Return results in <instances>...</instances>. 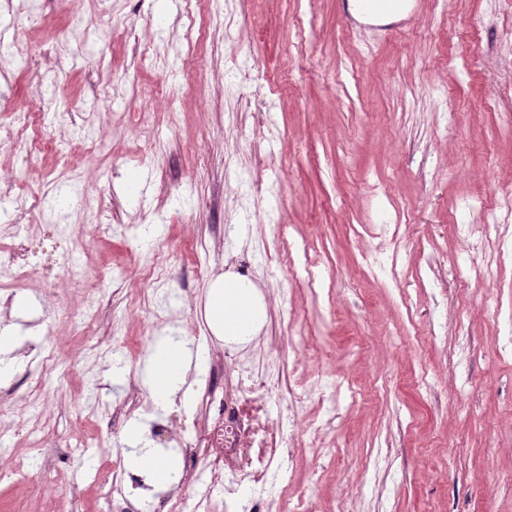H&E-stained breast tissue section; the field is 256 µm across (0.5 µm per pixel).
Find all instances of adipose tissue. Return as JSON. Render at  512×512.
I'll list each match as a JSON object with an SVG mask.
<instances>
[{
	"label": "adipose tissue",
	"mask_w": 512,
	"mask_h": 512,
	"mask_svg": "<svg viewBox=\"0 0 512 512\" xmlns=\"http://www.w3.org/2000/svg\"><path fill=\"white\" fill-rule=\"evenodd\" d=\"M205 319L213 332L224 340L245 342L251 339L266 319L263 302L250 281L221 277L209 288ZM189 366L183 347H161L155 355L152 397L156 403L171 400Z\"/></svg>",
	"instance_id": "obj_1"
}]
</instances>
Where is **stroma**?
Segmentation results:
<instances>
[{
  "instance_id": "35a3bbf8",
  "label": "stroma",
  "mask_w": 512,
  "mask_h": 512,
  "mask_svg": "<svg viewBox=\"0 0 512 512\" xmlns=\"http://www.w3.org/2000/svg\"><path fill=\"white\" fill-rule=\"evenodd\" d=\"M416 9L398 35L346 24L337 0H39L31 17L0 12V70L11 77L0 123L34 112V132L53 143L37 158L0 144V225L22 227L38 256L19 284L0 249V295L11 297L0 336L14 340L0 353V409L24 424L29 392L48 404L38 453L52 470L85 486L93 471L125 468L131 431L148 434L154 420L115 421L84 403L91 387L107 404L132 380L151 403L149 362L178 328L129 310L127 276L163 269L160 291L208 354L228 343L204 322L207 290L241 261L268 315L284 302L307 308L327 358L306 360L304 378L325 371L342 383L330 448L296 449L281 501L310 512H338L343 499L361 512H512V250L479 278L457 232L512 238L489 209L512 195V20L497 0ZM222 10L252 23L255 41L225 42ZM477 13L479 32L468 24ZM253 62L268 105L260 141L254 104L229 93ZM156 84L177 99L159 101L138 131L113 130L139 108L134 88ZM258 148L286 160V173L258 171ZM256 183L265 218L322 255L319 290L256 250L259 225L239 207ZM478 197L487 208L468 209ZM228 221L237 232L216 247ZM91 224L106 230L88 253ZM74 272L100 278L104 295L61 294ZM487 293L497 310L485 309ZM86 307L121 338L78 359L65 388L40 387L38 357L63 335L61 314ZM81 413L90 419L79 429Z\"/></svg>"
}]
</instances>
